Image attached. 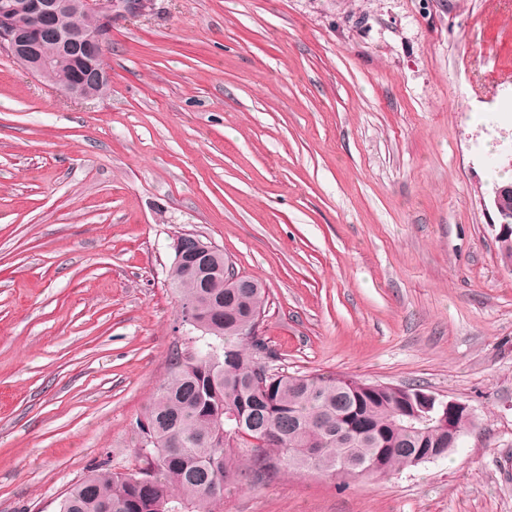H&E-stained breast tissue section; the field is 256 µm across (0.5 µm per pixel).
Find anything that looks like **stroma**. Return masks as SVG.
<instances>
[{
  "instance_id": "35a3bbf8",
  "label": "stroma",
  "mask_w": 512,
  "mask_h": 512,
  "mask_svg": "<svg viewBox=\"0 0 512 512\" xmlns=\"http://www.w3.org/2000/svg\"><path fill=\"white\" fill-rule=\"evenodd\" d=\"M103 97L0 52V512L138 464L190 335L200 234L266 289L279 370L467 403L448 455L230 482L217 512H512V271L483 201L512 143V0H151Z\"/></svg>"
}]
</instances>
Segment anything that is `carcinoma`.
<instances>
[{
    "mask_svg": "<svg viewBox=\"0 0 512 512\" xmlns=\"http://www.w3.org/2000/svg\"><path fill=\"white\" fill-rule=\"evenodd\" d=\"M75 75L72 59L56 62V86ZM232 263L218 256L209 269L176 264L170 280L188 325L198 335L175 355L174 371L136 421L140 466L127 473L87 475L71 486L59 512H213L224 485L246 471L336 472L345 456L362 461L344 475H373L435 460L474 426L470 414L439 424L446 400L424 389L332 375H288L270 366L265 339L251 335L262 320L266 291L227 283ZM312 448L309 457L305 450Z\"/></svg>",
    "mask_w": 512,
    "mask_h": 512,
    "instance_id": "1",
    "label": "carcinoma"
}]
</instances>
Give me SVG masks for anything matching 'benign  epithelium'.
I'll list each match as a JSON object with an SVG mask.
<instances>
[{
  "label": "benign epithelium",
  "instance_id": "1",
  "mask_svg": "<svg viewBox=\"0 0 512 512\" xmlns=\"http://www.w3.org/2000/svg\"><path fill=\"white\" fill-rule=\"evenodd\" d=\"M150 0H0V50L31 75L55 81L53 58L39 48L42 21L48 17L81 15L88 26L69 27L50 34L62 52L79 55L81 71L65 94L83 100L105 95L108 75L102 64L106 37L116 17L138 16ZM499 217L498 235L512 234V183L499 187L492 198Z\"/></svg>",
  "mask_w": 512,
  "mask_h": 512
}]
</instances>
